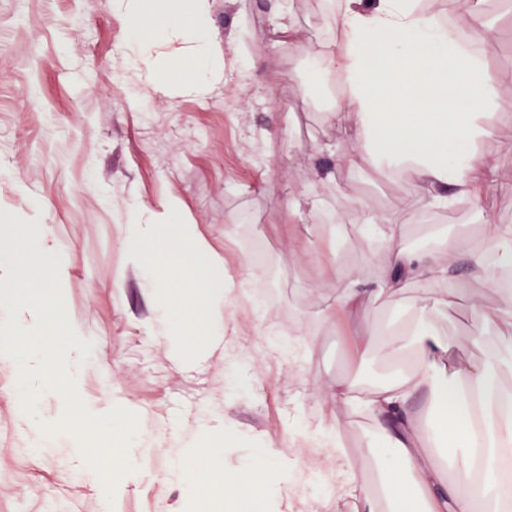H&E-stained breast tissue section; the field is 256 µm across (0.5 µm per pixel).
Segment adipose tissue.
I'll list each match as a JSON object with an SVG mask.
<instances>
[{
	"label": "adipose tissue",
	"mask_w": 512,
	"mask_h": 512,
	"mask_svg": "<svg viewBox=\"0 0 512 512\" xmlns=\"http://www.w3.org/2000/svg\"><path fill=\"white\" fill-rule=\"evenodd\" d=\"M118 3L129 23L135 59L147 58L152 32L165 30L182 38V50L194 64L176 75V89L203 94L223 79L224 64L211 49L205 23L210 0H161L156 7L144 0ZM480 6L481 0H467L462 13L444 22L420 9L417 0H376L370 7L364 0H340L334 19L341 39L317 56L320 70L344 74L349 83L334 112L356 120L360 150L337 155V166L358 171L371 162L389 176L405 170L413 174L405 205L378 212L365 200L354 203L357 237L383 251L380 275L369 283L350 273L336 290L329 316L351 332L356 357L379 344L399 362L397 382L362 391L355 377L343 374L331 394L337 406L365 413L396 453L387 458L371 452L355 461L340 450L344 435L338 430H324L316 440L304 432L296 435L300 445L321 449L333 492L357 498V512H492L501 472L512 467V454L504 451L512 445V419L500 417L501 409H512V389L501 381L504 371H512V225L488 218L479 236L444 237L422 251L397 244L406 208L476 207L498 181L502 157L481 153L478 143L495 134L486 108L511 104L512 90L500 92L498 77L476 56H448L460 26L479 22ZM125 240L133 264L159 296L161 317L148 332L168 340L182 368L189 365L185 339L196 338L205 351L219 344L236 323L242 289L264 285L260 277L231 272L197 225L181 223L174 202L164 224L141 223L138 209H130ZM461 259L469 266L463 280L456 274ZM419 282L432 289L428 310L411 323L413 342L368 319L371 305ZM462 289L472 316L492 320L499 332L492 344L471 338L481 351L477 358L461 356L434 319L435 311ZM489 291L496 296L491 312L485 306ZM425 393L441 409L435 442L456 440L447 468L429 454L412 408L413 399ZM235 437V428L220 421L200 425L189 442L171 428L170 452L179 460L171 477L192 488L215 482L238 512H268L277 495L296 512L287 459L267 448L256 464H230L224 443ZM364 465L375 467L386 480L388 510H381L374 494L361 490Z\"/></svg>",
	"instance_id": "ef3b65f1"
}]
</instances>
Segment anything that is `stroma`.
I'll use <instances>...</instances> for the list:
<instances>
[{"label":"stroma","mask_w":512,"mask_h":512,"mask_svg":"<svg viewBox=\"0 0 512 512\" xmlns=\"http://www.w3.org/2000/svg\"><path fill=\"white\" fill-rule=\"evenodd\" d=\"M288 8L295 27L284 37L273 30L267 0H211L215 55L251 58L258 67L228 71L227 83L200 97L137 68L128 22L113 0H0V208L48 225L65 259L68 313L97 341L80 385L90 410L121 401L139 410V427L150 434L173 416L193 431L204 407L240 432L232 462L250 460L261 441L309 466V449L288 445L295 403L309 429L344 430L350 454L364 453L375 434L369 419L336 407L330 392L343 373L362 388L376 386L392 362L376 349L351 363L346 336L324 315L336 300L337 267L365 280L377 269L378 248L354 237L353 203L387 210L407 196L411 176L332 168L329 148L355 147L350 119L331 110L343 92L340 76L313 65L339 37L336 0H288ZM483 30L494 44L485 68L512 82V11ZM132 96L139 106H130ZM293 196L322 205L314 215L292 212ZM172 202L229 269L245 258L265 280L241 311L259 305L269 335L247 328L228 336L226 350L205 353L190 371L173 365L164 338H147L158 303L128 257L122 227L129 205L149 224ZM488 214L512 225V160L480 207L410 210L398 244L427 249L433 230L475 234ZM425 299L421 286L410 285L371 314L400 326ZM299 322L316 333L302 367L268 352L272 343L287 347ZM16 381V368L0 364V512H195L197 498L167 477L163 445L118 480L111 503L98 474L74 468L68 443L30 453Z\"/></svg>","instance_id":"obj_1"}]
</instances>
